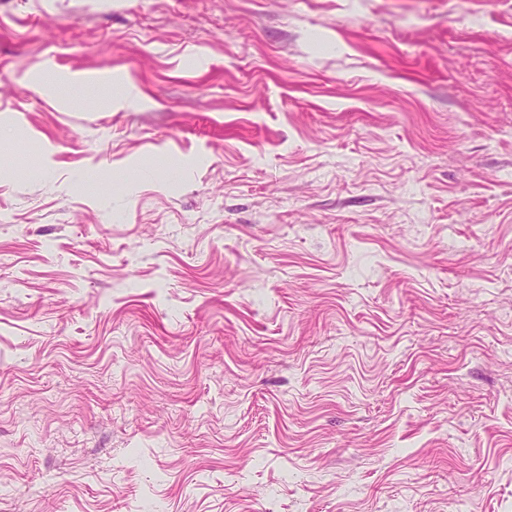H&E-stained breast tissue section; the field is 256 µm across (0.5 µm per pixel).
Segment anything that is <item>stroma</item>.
Masks as SVG:
<instances>
[{"mask_svg":"<svg viewBox=\"0 0 512 512\" xmlns=\"http://www.w3.org/2000/svg\"><path fill=\"white\" fill-rule=\"evenodd\" d=\"M151 507L512 512V0H0V512Z\"/></svg>","mask_w":512,"mask_h":512,"instance_id":"stroma-1","label":"stroma"}]
</instances>
